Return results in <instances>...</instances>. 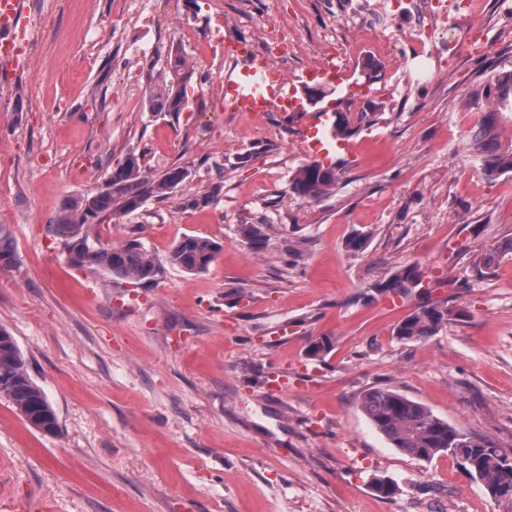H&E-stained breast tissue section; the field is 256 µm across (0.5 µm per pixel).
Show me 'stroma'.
Listing matches in <instances>:
<instances>
[{
  "label": "stroma",
  "mask_w": 512,
  "mask_h": 512,
  "mask_svg": "<svg viewBox=\"0 0 512 512\" xmlns=\"http://www.w3.org/2000/svg\"><path fill=\"white\" fill-rule=\"evenodd\" d=\"M425 2L23 0L30 66L0 65V228L17 255L0 268V326L59 427L32 428L0 397V512H512L448 455L393 448L360 408L387 387L512 449V254L472 264L512 239V172L486 176L473 145L490 112L512 145V98L497 94L512 0H477L487 56L442 53ZM276 27L295 42L285 73L330 54L354 85L346 102L322 88L356 153L314 200L292 191L309 161L299 121L222 104L225 42L259 47ZM172 47L196 75L176 118L146 106ZM132 151L146 181L190 172L169 197L84 228L94 246L140 242L158 268L145 284L72 265L48 230ZM214 182L221 195L185 207ZM245 224L267 239L249 243ZM186 235L222 243L206 271L170 265ZM409 266L453 312L418 342L393 334L417 295L376 290ZM319 336L333 348L309 358Z\"/></svg>",
  "instance_id": "stroma-1"
}]
</instances>
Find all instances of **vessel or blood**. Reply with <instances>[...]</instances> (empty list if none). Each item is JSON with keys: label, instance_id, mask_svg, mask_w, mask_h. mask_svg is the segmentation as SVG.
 Returning a JSON list of instances; mask_svg holds the SVG:
<instances>
[{"label": "vessel or blood", "instance_id": "vessel-or-blood-1", "mask_svg": "<svg viewBox=\"0 0 512 512\" xmlns=\"http://www.w3.org/2000/svg\"><path fill=\"white\" fill-rule=\"evenodd\" d=\"M22 10V0H0V61L16 69L29 66V57L24 50L25 32L16 26ZM224 56L227 60L243 64L242 69L231 70L224 75L225 111L251 112L259 116L271 112L283 116L304 113L302 142L308 157L329 163L334 155H353L355 143L337 131L335 114L306 111L297 93L298 86L316 76L333 87L344 84L347 77L333 58H325L314 70L301 71L288 80L281 71L269 70L247 43L225 44Z\"/></svg>", "mask_w": 512, "mask_h": 512}]
</instances>
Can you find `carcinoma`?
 Returning a JSON list of instances; mask_svg holds the SVG:
<instances>
[{"label":"carcinoma","mask_w":512,"mask_h":512,"mask_svg":"<svg viewBox=\"0 0 512 512\" xmlns=\"http://www.w3.org/2000/svg\"><path fill=\"white\" fill-rule=\"evenodd\" d=\"M193 70L187 65L179 48L168 52L162 79L149 76L148 109L177 115L189 107L187 84ZM496 121L486 115L476 136V144L484 152V171L493 176L512 170V147L504 150L495 146ZM189 176L184 167L171 168L151 185V193L167 197ZM336 167L311 162L296 171L292 190L302 199H316L336 184ZM108 187L69 199L48 224L49 231L67 240L71 264L82 267L95 265L114 276L147 283L157 274V266L150 252L135 240L119 246L92 247L83 228L117 208L124 211L138 209L144 201V177L139 158L130 154L112 169L106 179ZM223 246L206 237L185 235L172 246L171 264L189 273L209 268ZM512 250V240L478 256L475 262L492 267L498 257ZM16 252L10 237L0 229V267L14 264ZM421 284L419 271L409 268L395 272L389 279L377 284L383 292L406 293ZM451 311L439 302H427L406 316L394 328L395 336L405 341H420L436 334L448 322ZM328 336L312 341L307 356L321 358L331 351ZM0 396L9 399L29 425L48 434L58 429V418L42 389L31 379L26 362L14 337L0 328ZM361 410L374 429L385 435L402 452L420 460L430 461L439 453L454 456L472 478L483 484L487 494L496 500L512 502V454L496 444L466 437L461 445L453 447L459 435L448 422L435 416L423 404L411 400L389 388L373 387L366 390L360 402Z\"/></svg>","instance_id":"obj_1"}]
</instances>
